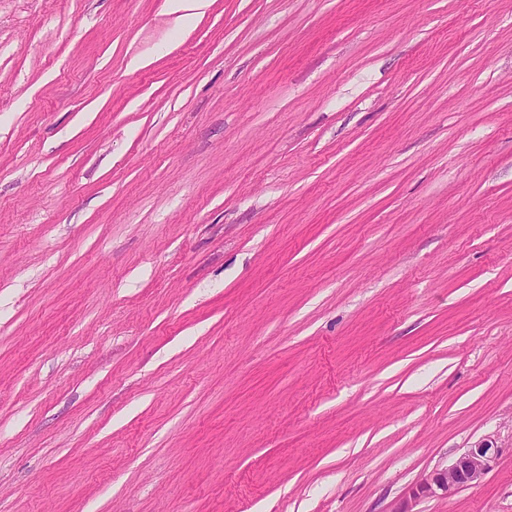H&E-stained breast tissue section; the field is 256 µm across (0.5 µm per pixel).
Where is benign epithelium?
Instances as JSON below:
<instances>
[{"mask_svg":"<svg viewBox=\"0 0 512 512\" xmlns=\"http://www.w3.org/2000/svg\"><path fill=\"white\" fill-rule=\"evenodd\" d=\"M496 449L489 443H479L464 451L451 465L436 469L417 485L409 499L393 512H413L412 501L438 494L450 495L456 490L476 485L490 469Z\"/></svg>","mask_w":512,"mask_h":512,"instance_id":"benign-epithelium-1","label":"benign epithelium"}]
</instances>
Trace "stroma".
Masks as SVG:
<instances>
[{
  "label": "stroma",
  "mask_w": 512,
  "mask_h": 512,
  "mask_svg": "<svg viewBox=\"0 0 512 512\" xmlns=\"http://www.w3.org/2000/svg\"><path fill=\"white\" fill-rule=\"evenodd\" d=\"M512 512V0H0V512ZM496 448L489 443H479L464 451L451 465L435 469L417 485L409 499L395 512H415L412 500L438 494L451 495L456 490L479 484L490 469Z\"/></svg>",
  "instance_id": "1"
}]
</instances>
